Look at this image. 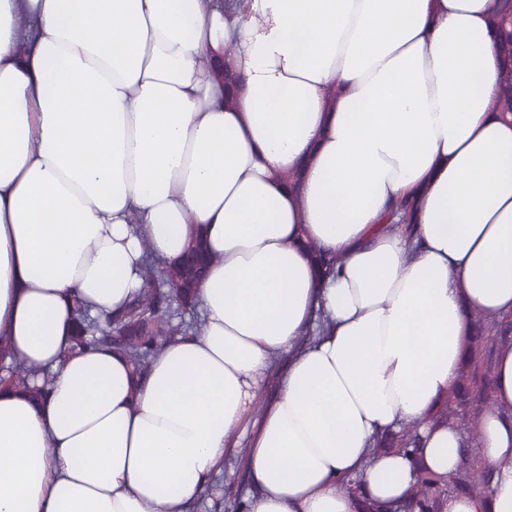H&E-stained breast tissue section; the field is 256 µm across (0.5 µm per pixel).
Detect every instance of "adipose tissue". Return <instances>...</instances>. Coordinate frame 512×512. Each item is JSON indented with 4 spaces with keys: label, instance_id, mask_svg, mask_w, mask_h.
<instances>
[{
    "label": "adipose tissue",
    "instance_id": "ef3b65f1",
    "mask_svg": "<svg viewBox=\"0 0 512 512\" xmlns=\"http://www.w3.org/2000/svg\"><path fill=\"white\" fill-rule=\"evenodd\" d=\"M492 0H0V335L51 384L0 390V512H186L283 355L244 455L246 512H360L344 487L416 479L376 434L416 421L421 464L468 455L512 512V345L473 438L427 425L473 316L512 315V123ZM415 199L413 233L387 230ZM204 227L198 332L147 372L70 351ZM339 260L319 280L300 235ZM327 320L324 336H301Z\"/></svg>",
    "mask_w": 512,
    "mask_h": 512
}]
</instances>
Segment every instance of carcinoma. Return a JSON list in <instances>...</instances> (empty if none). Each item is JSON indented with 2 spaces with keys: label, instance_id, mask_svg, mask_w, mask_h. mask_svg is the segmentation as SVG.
<instances>
[{
  "label": "carcinoma",
  "instance_id": "obj_1",
  "mask_svg": "<svg viewBox=\"0 0 512 512\" xmlns=\"http://www.w3.org/2000/svg\"><path fill=\"white\" fill-rule=\"evenodd\" d=\"M498 17L500 37L496 53L503 63L500 86L493 108L503 118L512 117V0H493ZM413 204L399 201L394 213L399 221L387 225L389 230L410 232ZM311 257L326 276L336 274L337 259L323 253L313 242H308ZM210 255L199 239L194 240L177 262L150 257L141 269L143 287L129 306L119 315H108L104 320L92 318L80 303L74 305V334L71 349L105 344L123 353L138 373H144L150 357L165 343L178 336L198 330L172 321V311L195 307L197 289L205 275ZM512 342V321L499 320L478 314L474 330L468 339V352L459 379L451 394L438 407L436 416L449 427L468 428L489 407L493 376L490 375L497 345ZM39 371L22 361L0 366V384L41 402L47 394L48 378L35 383ZM420 424L406 423L397 431L378 436L373 448L416 454L420 448ZM493 472L474 460L467 468L451 476L432 472L420 473L409 492L411 504L418 512H444L451 495L487 497L492 491ZM233 500L236 512H244V503L232 487L213 484L205 488L200 498L215 494ZM406 506L364 499L362 512H403Z\"/></svg>",
  "mask_w": 512,
  "mask_h": 512
}]
</instances>
